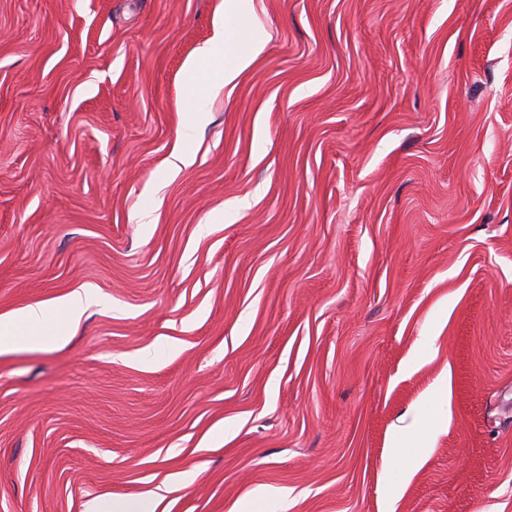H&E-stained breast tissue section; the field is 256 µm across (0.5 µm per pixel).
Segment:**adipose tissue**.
<instances>
[{
  "instance_id": "1",
  "label": "adipose tissue",
  "mask_w": 512,
  "mask_h": 512,
  "mask_svg": "<svg viewBox=\"0 0 512 512\" xmlns=\"http://www.w3.org/2000/svg\"><path fill=\"white\" fill-rule=\"evenodd\" d=\"M268 41L266 29L256 19L253 0H221L210 39L184 64L191 78L185 93L186 129L204 122L203 97L234 90ZM101 303L97 287L86 283L51 304L29 305L8 314L0 319V355L63 347L85 313ZM53 312L63 316V325L48 327V316ZM188 482L184 475L168 477L147 495L137 498L102 493L85 502L84 512H165L167 496Z\"/></svg>"
}]
</instances>
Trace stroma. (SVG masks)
<instances>
[{
    "label": "stroma",
    "instance_id": "35a3bbf8",
    "mask_svg": "<svg viewBox=\"0 0 512 512\" xmlns=\"http://www.w3.org/2000/svg\"><path fill=\"white\" fill-rule=\"evenodd\" d=\"M218 2L0 0V316L104 299L0 356V512H512V0H255L185 140ZM268 41L266 29L256 19L253 0L220 1L212 36L184 64V70L191 78L185 93L186 130L194 129L206 119L201 98L216 96L223 88L228 95L231 94L241 76L264 51ZM203 63L212 65L221 73L220 82H204ZM98 288L86 283L66 295L54 299L49 305L37 303L0 318L3 331L0 336V355L27 350H51L67 344L71 332L81 323L85 313L101 305ZM50 309L64 318L63 326H55L48 333L38 330L48 326ZM188 483L187 475L167 477L147 495L137 498L102 493L89 498L84 504L83 512H166V508L161 506L167 495L187 486Z\"/></svg>",
    "mask_w": 512,
    "mask_h": 512
}]
</instances>
